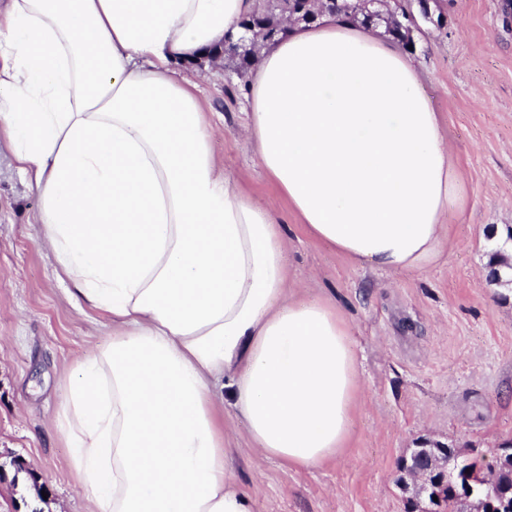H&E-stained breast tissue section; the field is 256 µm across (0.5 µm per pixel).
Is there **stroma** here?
<instances>
[{"instance_id":"35a3bbf8","label":"stroma","mask_w":512,"mask_h":512,"mask_svg":"<svg viewBox=\"0 0 512 512\" xmlns=\"http://www.w3.org/2000/svg\"><path fill=\"white\" fill-rule=\"evenodd\" d=\"M413 61L461 181L438 261L391 273L307 235L255 164L243 125L246 69L211 60L196 80L217 131L216 159L283 226L288 296L336 309L357 358L344 448L319 465L259 459L243 419L224 441L255 512H404L401 457L420 440L490 455L512 439V289L489 257L512 236V0H437ZM39 201L0 145V512H90L57 430L62 378L112 338L80 310L37 238Z\"/></svg>"}]
</instances>
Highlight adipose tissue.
I'll use <instances>...</instances> for the list:
<instances>
[{"label": "adipose tissue", "instance_id": "1", "mask_svg": "<svg viewBox=\"0 0 512 512\" xmlns=\"http://www.w3.org/2000/svg\"><path fill=\"white\" fill-rule=\"evenodd\" d=\"M258 0H7L0 139L39 198V240L112 340L63 378L58 431L91 512H254L228 465L227 391L256 453L314 466L342 448L349 331L289 300L275 215L217 162L177 70L239 36ZM258 166L306 233L387 272L439 258L459 174L398 43L337 14L253 69Z\"/></svg>", "mask_w": 512, "mask_h": 512}]
</instances>
